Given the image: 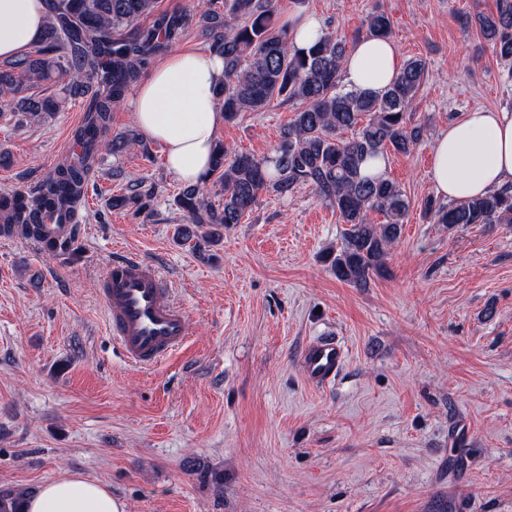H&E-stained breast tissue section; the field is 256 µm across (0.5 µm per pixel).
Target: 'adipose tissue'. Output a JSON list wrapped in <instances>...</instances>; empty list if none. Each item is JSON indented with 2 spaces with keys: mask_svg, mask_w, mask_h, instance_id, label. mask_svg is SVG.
I'll return each instance as SVG.
<instances>
[{
  "mask_svg": "<svg viewBox=\"0 0 512 512\" xmlns=\"http://www.w3.org/2000/svg\"><path fill=\"white\" fill-rule=\"evenodd\" d=\"M49 17L48 0H0V59L37 42ZM401 68L390 39H361L347 54L349 87L383 93ZM224 60L215 54L174 49L135 84L126 106L142 134L159 142L168 172L185 184L203 183L211 167L215 132L224 122L216 89ZM432 180L450 202L512 186V111L475 110L449 123L435 141ZM24 512H125L103 483L64 473L25 497Z\"/></svg>",
  "mask_w": 512,
  "mask_h": 512,
  "instance_id": "adipose-tissue-1",
  "label": "adipose tissue"
}]
</instances>
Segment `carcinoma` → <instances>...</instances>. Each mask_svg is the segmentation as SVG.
Masks as SVG:
<instances>
[{"label":"carcinoma","mask_w":512,"mask_h":512,"mask_svg":"<svg viewBox=\"0 0 512 512\" xmlns=\"http://www.w3.org/2000/svg\"><path fill=\"white\" fill-rule=\"evenodd\" d=\"M203 16L216 24L213 52L224 57V85L216 92L224 121L235 122L275 101L292 102L296 111L266 156L215 144L210 176L222 185L224 202L215 207L199 186L185 187L177 204L188 225L180 232L195 235L192 224H239L262 191L284 197L309 186L347 225L332 272L340 281L366 286L384 267L411 203L395 181L366 175L363 167L389 149L407 154L423 140L425 125L413 122L410 112L426 78V62L406 60L393 84L372 96L343 82L345 40L329 31L306 50L290 46L288 19L277 16L273 0H224V15L209 8ZM50 17L39 48L0 67V112L19 105L29 122H40L43 114L59 111L62 100L38 98L31 90L67 76L71 93L88 95L84 124L75 132L84 150L38 183L35 209L25 221L13 222L21 237L30 239L39 236L38 208L60 210L85 191L98 150L110 147L115 153L132 146L127 136L112 133L111 114L149 62L193 25L195 14L161 12L158 0H50ZM148 17L152 24L141 26ZM475 24L499 60L511 64L512 0H497L496 12L478 15ZM366 27L372 37L395 33L383 11L371 13ZM149 198L135 184L114 205H131L138 213ZM375 215L383 221L375 222ZM424 215L450 228L512 224V190L448 205L429 199Z\"/></svg>","instance_id":"cac0c4a2"}]
</instances>
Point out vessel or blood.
<instances>
[{"label":"vessel or blood","mask_w":512,"mask_h":512,"mask_svg":"<svg viewBox=\"0 0 512 512\" xmlns=\"http://www.w3.org/2000/svg\"><path fill=\"white\" fill-rule=\"evenodd\" d=\"M83 217L76 208L50 210L42 215L46 240L65 244ZM110 331L127 361L141 368L162 363L190 338L188 315L174 301L172 290L156 266L137 257L122 255L112 260L100 288ZM345 352L335 338L311 340L301 355L305 380L326 387L341 374Z\"/></svg>","instance_id":"1"}]
</instances>
